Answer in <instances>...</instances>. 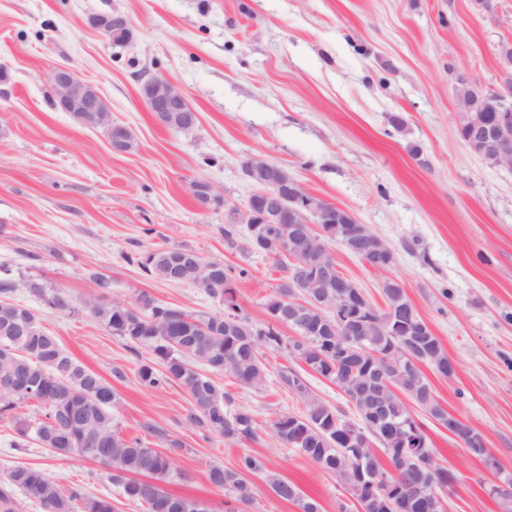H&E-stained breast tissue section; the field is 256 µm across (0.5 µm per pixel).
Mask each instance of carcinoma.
<instances>
[{"mask_svg":"<svg viewBox=\"0 0 512 512\" xmlns=\"http://www.w3.org/2000/svg\"><path fill=\"white\" fill-rule=\"evenodd\" d=\"M290 228L289 224H260L256 234L246 235V249L269 257L282 271L281 249L292 240ZM189 251L188 247L154 250L139 265L148 275L170 282ZM209 264L217 267L219 276L204 291L222 303L221 309L211 313L195 316L181 307L159 304L147 294L132 306L92 304L93 316L113 335L147 348L154 356V362L138 369L141 384L154 390L170 383L182 385L190 396L185 420L191 427L206 437L249 440L255 436L252 409H229L230 395L199 366L225 371L238 385L261 390L268 379L265 351L285 348L308 370L336 385L355 413L349 418L332 408L310 390L303 376L282 369L280 385L303 401L304 411L277 417L273 428L279 441L335 474L356 500L359 512H444L438 498H414L405 487L407 483L428 488L448 483V468L430 459L432 448L424 424L408 406L416 404L439 423L448 419V411L437 399L427 398L434 389L426 376L418 368L399 374L392 382L395 391L385 389L378 395L389 420L423 441V448H404L385 426L377 425L368 413L367 398L359 391L363 385L373 386L374 370L384 358L405 352L448 377L451 359L430 327L418 315L413 320H397L399 307L413 306L401 285L384 279L381 305L358 287L347 289V302L339 306L336 294H330L326 303L332 310L304 309L309 333L303 335L291 308L298 289L288 277H281L265 303L276 325L261 333L235 301L233 282L247 277L248 270L226 266L220 260ZM28 289L53 309L67 304L64 295H49L35 281L29 282ZM13 291L10 270H0V379L16 376L32 384L29 392L0 398V418L13 422V446L25 448L34 443L58 455L78 451L104 462L122 495L144 512H211L205 502L165 489L164 484L178 475L174 458L122 434L114 418L112 386L67 353L57 337L46 332L36 313L9 301ZM280 325L296 335L282 336ZM31 402L37 408L34 415L17 412ZM460 443L470 454L487 458L484 438L473 428H468ZM250 474L264 475L281 499L302 500L305 512H321L315 500L301 499L294 484L267 470L253 456L243 457L235 468L211 465L207 479L235 501L247 504L253 498ZM17 492L40 505L43 512H115L111 500L90 496L79 486L64 490L38 467L17 466L0 475V512H13Z\"/></svg>","mask_w":512,"mask_h":512,"instance_id":"1","label":"carcinoma"}]
</instances>
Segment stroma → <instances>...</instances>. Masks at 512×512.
I'll return each mask as SVG.
<instances>
[{
  "label": "stroma",
  "mask_w": 512,
  "mask_h": 512,
  "mask_svg": "<svg viewBox=\"0 0 512 512\" xmlns=\"http://www.w3.org/2000/svg\"><path fill=\"white\" fill-rule=\"evenodd\" d=\"M113 10L134 22L129 45L89 24ZM507 41L512 0H0V266L15 282L11 300L111 380L123 435L162 451L177 442L169 491L212 512H300L261 478L246 505L207 481L210 465L233 468L250 455L322 512L358 510L336 475L274 434L279 414L303 409L275 380L280 369L301 367L287 350L267 353L262 390L214 376L253 410L255 439H204L184 420L187 391L142 386L137 371L151 352L112 335L87 307L101 293L125 303L147 293L197 314L218 310L200 288L160 281L137 264L147 252L184 246L247 269L236 300L255 328L266 327L278 279L272 259L228 243L225 204L203 208L190 195L204 180L225 203L245 206L253 187L242 165L259 158L394 249V266L381 274L329 245L338 270L371 298L383 277L398 281L456 365L452 379L429 380L440 404L484 436L498 467L427 421L435 464L459 476L448 512H503L490 488L512 476V169L465 145L454 86L464 76L501 89L496 61ZM61 65L99 87L135 150L113 152L104 129L54 105L49 75ZM155 75L175 82L198 115L194 127L168 128L148 111L142 85ZM98 275L110 281L106 291L96 288ZM31 281L63 293L69 308L48 307L30 294ZM116 369L123 379L113 378ZM13 439L10 420L0 419V474L37 465L61 488L78 484L112 498L116 512H142L107 467L76 452L18 450Z\"/></svg>",
  "instance_id": "35a3bbf8"
}]
</instances>
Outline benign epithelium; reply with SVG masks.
I'll return each mask as SVG.
<instances>
[{
	"label": "benign epithelium",
	"mask_w": 512,
	"mask_h": 512,
	"mask_svg": "<svg viewBox=\"0 0 512 512\" xmlns=\"http://www.w3.org/2000/svg\"><path fill=\"white\" fill-rule=\"evenodd\" d=\"M91 25L107 34L111 31L132 34L133 24L130 17L122 12L98 15L91 20ZM497 66L504 76L512 73V44L501 45ZM56 104L64 112H82L89 125L103 127L110 116L109 108L98 87L80 77L66 66L55 68L50 76ZM476 85L462 79L455 87L457 101L458 128L466 131L465 143L482 146L494 161V165L512 168V123L504 119L491 123L480 113L486 111L485 104L476 98L471 90ZM148 110L162 125H168L167 118L171 112H180V130L192 128L197 121L196 112L188 105L183 93L170 78L157 75L147 80L143 88ZM110 144L116 153L129 152L125 127L114 125L110 128ZM271 164L260 159H249L243 164V171L255 186L246 206L248 222L251 224H278L288 219L294 224V235L311 241L327 259L321 263L320 274L316 277H304L298 281L302 288V299L297 304L309 307V303L322 306V296L329 295V289L351 287V281L344 277L336 265L328 259L330 250L326 244L328 233L324 224L344 222L355 224L357 219L348 211L339 208L322 198L310 195L302 190L300 184L288 175V171H279L278 178L265 182L257 178V173ZM347 250L363 257L365 264L373 271L387 272L383 256L390 253L386 244L376 235L363 228L357 237L348 243ZM418 365L415 358L403 355L386 359V363L375 373L376 381L390 385V380L397 374L411 371Z\"/></svg>",
	"instance_id": "1"
}]
</instances>
